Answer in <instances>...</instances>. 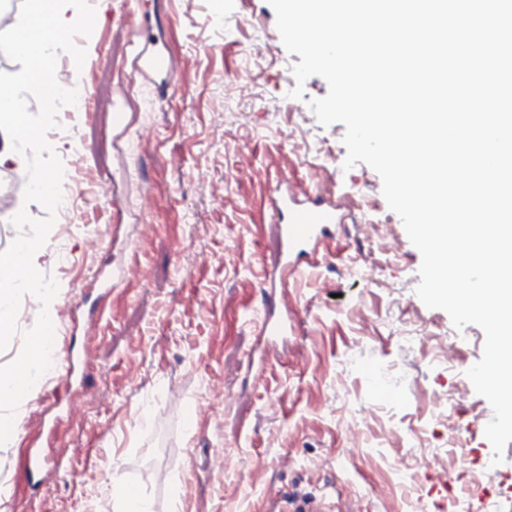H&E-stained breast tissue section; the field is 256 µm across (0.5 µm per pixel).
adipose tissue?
Returning <instances> with one entry per match:
<instances>
[{
  "label": "adipose tissue",
  "mask_w": 512,
  "mask_h": 512,
  "mask_svg": "<svg viewBox=\"0 0 512 512\" xmlns=\"http://www.w3.org/2000/svg\"><path fill=\"white\" fill-rule=\"evenodd\" d=\"M72 7L73 0H29L24 23L12 31L16 54L31 60L33 66L20 89L0 92V167L28 162L18 146L14 125L22 118L29 99L47 95L52 89L46 72L55 60L60 37L70 29ZM43 256V250L28 240L19 241L12 251L0 255L1 330L8 326L7 313L18 291L36 294L43 314L53 312L55 296L36 277ZM44 359L43 340L34 338L14 369L0 374V402H12L22 387L33 384Z\"/></svg>",
  "instance_id": "1"
}]
</instances>
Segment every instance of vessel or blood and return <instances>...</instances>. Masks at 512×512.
Returning a JSON list of instances; mask_svg holds the SVG:
<instances>
[{
  "mask_svg": "<svg viewBox=\"0 0 512 512\" xmlns=\"http://www.w3.org/2000/svg\"><path fill=\"white\" fill-rule=\"evenodd\" d=\"M132 60L128 73L114 92L113 111L124 109L125 102L147 99L156 105L167 86L173 85L177 64L159 45L158 41L138 36L130 43ZM335 203L320 194L298 198L287 177L272 181L266 210V222L276 234L278 248L274 260L263 270L262 287L268 300L257 312L254 327L257 334L256 349L249 357L254 379H261L268 364L278 361L279 343L284 337L297 335L298 311L288 303L289 290L298 288L304 273L314 271L324 259L320 243L332 237L337 224L343 223ZM79 379L70 363L59 367L57 388L48 394L52 405L72 409L71 390ZM30 473L33 487H41L54 472L68 469L63 452L46 455L33 451L30 455Z\"/></svg>",
  "mask_w": 512,
  "mask_h": 512,
  "instance_id": "vessel-or-blood-1",
  "label": "vessel or blood"
}]
</instances>
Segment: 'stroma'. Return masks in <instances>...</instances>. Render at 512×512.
<instances>
[{
  "label": "stroma",
  "mask_w": 512,
  "mask_h": 512,
  "mask_svg": "<svg viewBox=\"0 0 512 512\" xmlns=\"http://www.w3.org/2000/svg\"><path fill=\"white\" fill-rule=\"evenodd\" d=\"M74 0V25H85L82 49L53 82L87 88L96 112L78 113L70 142L43 128L52 104L29 100L24 125L28 166L0 168V252L58 225L51 201L30 186L31 171L75 163L88 191L112 175L129 193L128 209L82 206L64 247L76 263L39 274L58 302L95 297L94 271L104 262L126 270L107 300L109 324L59 339L86 353L84 387L73 402L83 412L44 417L50 385L34 384L18 405L0 403V425L15 445L0 447V512H117L114 481L146 495L153 512H266L267 492L300 497L335 490L366 512H453L452 484L470 489L472 512L512 505V442L493 464L484 435L489 402L466 376L482 355L475 325L455 330L449 315L416 294L421 254L382 194L379 174L364 163L350 170L345 127H325L309 102L324 97L319 76L304 84L267 0H139L154 15L179 65L161 112L137 116L129 157L114 137L108 104L129 54L130 18L121 0ZM239 89L225 98V81ZM287 176L298 193L334 196L346 215L338 252L308 275L293 298L300 332L288 362L260 384L245 374L254 346L248 315L264 299L263 268L277 249L264 231L267 179ZM32 294H18L13 326L0 332V371L12 370L42 335ZM457 334L452 358L439 352ZM387 371L379 398L359 365ZM471 450L466 465L455 438ZM36 448H64L75 471L29 485ZM412 475L411 486L397 479Z\"/></svg>",
  "instance_id": "35a3bbf8"
}]
</instances>
